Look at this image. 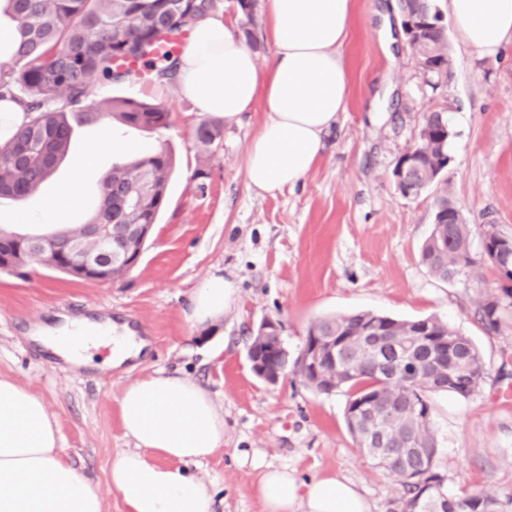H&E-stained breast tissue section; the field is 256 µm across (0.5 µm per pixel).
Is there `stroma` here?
Listing matches in <instances>:
<instances>
[{
	"label": "stroma",
	"instance_id": "1",
	"mask_svg": "<svg viewBox=\"0 0 512 512\" xmlns=\"http://www.w3.org/2000/svg\"><path fill=\"white\" fill-rule=\"evenodd\" d=\"M452 71L433 85L407 45L396 0H353V27L343 55L351 72L346 112L323 136L315 167L293 190L249 188L247 147L264 121L261 106L225 125L212 157L195 144L203 116L178 85L149 75L98 84L102 98L159 101L172 115L161 131L124 129L142 153L167 146L174 155L169 201L135 268L117 280H75L38 266L25 276L0 273V374L38 396L55 420L64 455L103 500L124 512L108 472L112 457L133 448L119 401L128 384L156 371L190 379L224 417V445L194 466L213 494V512H262L252 487L266 466L306 481L335 473L386 512L399 485L355 447L344 421L346 397L319 394L290 376L270 386L247 362L250 337L266 318L280 321L297 353L315 319L353 310L400 318L435 316L469 336L488 375L473 396H432L435 461L445 489L512 496V329L487 333L478 302L496 291L491 267L479 279L443 282L421 262L432 227L428 197L404 198L391 171L416 141L427 113L443 111L455 132L448 182L473 225L496 224L512 236V46L480 56L449 34ZM106 132L76 127L67 158L36 200L58 208L60 224L83 223L100 183L123 153H99L84 170L78 205H63L60 185ZM221 276L237 290L217 323L191 316L194 290ZM137 316L146 346L138 357L105 369L74 368L30 336L63 317L102 319L104 311Z\"/></svg>",
	"mask_w": 512,
	"mask_h": 512
}]
</instances>
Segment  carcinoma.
Masks as SVG:
<instances>
[{
	"mask_svg": "<svg viewBox=\"0 0 512 512\" xmlns=\"http://www.w3.org/2000/svg\"><path fill=\"white\" fill-rule=\"evenodd\" d=\"M222 0H6L7 10L17 23L20 41L11 61L0 63V99L14 98L27 121L14 134L0 140V200L16 202L33 198L69 152L74 127L112 121L149 131L166 129L170 112L161 103L132 97L96 99L97 82L120 81L138 75L121 69L130 55L147 64L155 79L171 82L177 73L178 53L161 50L163 29L185 30L213 17ZM399 11L423 12L419 53L438 68L448 59V41L431 21L438 15L430 0H406ZM430 132L415 144L420 173L430 177L438 164L448 162L450 138L448 117L442 112L427 116ZM224 139L219 120H205L195 131L197 147L213 153V145ZM173 154L167 149L140 156L129 152L127 160L112 166L101 181L100 198L89 224H154L167 203L168 178ZM137 190V203L127 204L125 194ZM433 205L448 210L455 206L449 196L448 180L436 179L429 188ZM473 228L460 224H435L423 242L421 261L437 279L448 282L473 278L484 263L482 252L473 251ZM67 233L41 236L11 235L0 246V265H45V253L55 252ZM500 253L505 268L497 269L503 284L498 292L483 298L475 314L489 333L508 327L512 311V237L501 235ZM376 321L395 332H405L411 321L372 311L321 318L309 326L306 337H336L345 342L349 359L325 356L321 376L336 382L347 397L345 423L359 401L368 404L364 431L378 427L402 448H422L424 453H407L393 459L392 474L401 490L389 501L387 512H405L412 503L422 512H512V497L501 499L482 492L450 494L436 471L437 441L432 430L430 394L449 392L460 398L472 396L484 382L486 366L472 340L436 317L429 321L433 353L448 360L453 380L445 384H412L424 369H407L395 376L385 370L395 367L394 358L360 349L358 338L364 327ZM410 395L407 410L391 404Z\"/></svg>",
	"mask_w": 512,
	"mask_h": 512,
	"instance_id": "cac0c4a2",
	"label": "carcinoma"
}]
</instances>
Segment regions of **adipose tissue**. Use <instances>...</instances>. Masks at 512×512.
Returning a JSON list of instances; mask_svg holds the SVG:
<instances>
[{
	"instance_id": "1",
	"label": "adipose tissue",
	"mask_w": 512,
	"mask_h": 512,
	"mask_svg": "<svg viewBox=\"0 0 512 512\" xmlns=\"http://www.w3.org/2000/svg\"><path fill=\"white\" fill-rule=\"evenodd\" d=\"M271 66L260 68L244 35L209 18L197 23L178 64V84L202 114L226 122L254 105L265 120L246 155L249 187L294 188L314 167L322 135L351 94L342 47L351 34L353 0H266ZM461 42L497 56L512 44V0H448ZM235 301L232 284L214 276L193 293L192 317L213 320ZM36 339L75 366L89 349L107 346L120 361L142 345L111 323L64 319L36 330ZM123 428L134 450L112 458L109 479L125 512H212L213 497L184 470L224 443V418L191 380L157 372L127 385L120 398ZM253 491L264 512H371L357 488L337 476L305 482L284 468H266ZM0 512H103L91 482L64 458L59 431L43 402L0 376Z\"/></svg>"
}]
</instances>
